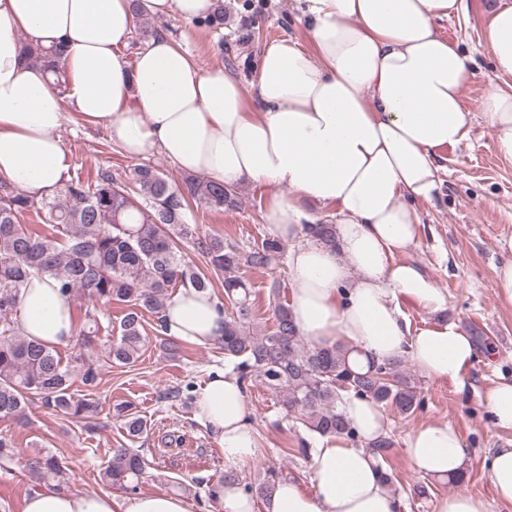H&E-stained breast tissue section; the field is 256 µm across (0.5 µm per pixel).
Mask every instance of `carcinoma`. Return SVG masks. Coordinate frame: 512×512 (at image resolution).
Segmentation results:
<instances>
[{"instance_id":"carcinoma-1","label":"carcinoma","mask_w":512,"mask_h":512,"mask_svg":"<svg viewBox=\"0 0 512 512\" xmlns=\"http://www.w3.org/2000/svg\"><path fill=\"white\" fill-rule=\"evenodd\" d=\"M25 59L37 64L53 60L50 72L61 84V52L23 43ZM198 202L221 210L237 205L234 187L188 175L177 181L165 172L143 165L134 170L132 183L102 171L93 182L79 179L65 184L52 199L37 200L11 182L0 181V421L21 418L30 405L88 418L97 410L89 398H78L73 386L91 392L99 382L95 364L80 355L65 361L49 347L20 332L17 313L21 289L34 276L47 275L60 292L88 301L80 330L83 344L94 343L102 324L93 308L121 303L126 312L118 337L102 352L109 364L135 363L147 336L143 313L156 317V333L164 335L163 312L169 290L176 287L210 291V275L224 276V336L217 344L244 387L264 384L277 398L286 416L299 419L321 436L342 435L358 441L341 404L347 397L370 400L401 414L420 405V395L402 359L361 362L356 351L335 345L306 344L297 334L289 305L275 297V325L261 332L254 327L251 291L241 276L246 269H269L283 255L286 242L266 236L248 249L224 241L220 235L193 239L205 269L185 260L180 242L191 234L187 211ZM47 212L50 233L20 217L33 207ZM316 240L334 245V225L308 224ZM133 437L147 431V421L130 403L113 406ZM25 467L39 478L61 477L65 466L55 456L36 455ZM145 474L143 457L131 448L112 449L102 470L107 484L133 493ZM282 476L274 470L256 483L240 482L227 472L216 484H235L248 497L268 499Z\"/></svg>"}]
</instances>
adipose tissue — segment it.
<instances>
[{
  "label": "adipose tissue",
  "mask_w": 512,
  "mask_h": 512,
  "mask_svg": "<svg viewBox=\"0 0 512 512\" xmlns=\"http://www.w3.org/2000/svg\"><path fill=\"white\" fill-rule=\"evenodd\" d=\"M306 2L312 48L269 45L247 88L223 69L200 70L162 35L133 64L121 53L137 14L193 21L216 0H0V177L38 198L60 191L70 168L60 130L72 114L104 127L128 156L156 151L182 173L274 187L264 221L288 244L299 336L378 362L404 356L428 378L459 379L476 350L441 318L440 289L400 259L418 238L412 200L431 196L439 151L464 140L470 124L461 90L474 72L436 30L458 0ZM26 41L60 48L64 84L25 61ZM486 41L497 72L512 75V5L492 14ZM480 110L498 153L512 160V92L487 89ZM325 206L338 214L332 246L305 234L314 208ZM404 300L438 321L412 329ZM18 308L24 336L49 346L74 339V303L53 278H32ZM163 318L167 336L182 343L210 345L224 334L216 299L191 288L166 302ZM195 408L226 462L255 455L257 434L235 374L215 372L197 388ZM342 411L361 446L321 439L310 450L312 493L278 481L267 512H400L370 449L386 434L382 412L355 397ZM407 453L428 476L463 473L466 451L448 424L418 426ZM487 466L499 504L512 512V443L493 449ZM23 512H187V505L172 493L122 498L49 485L26 497Z\"/></svg>",
  "instance_id": "ef3b65f1"
}]
</instances>
